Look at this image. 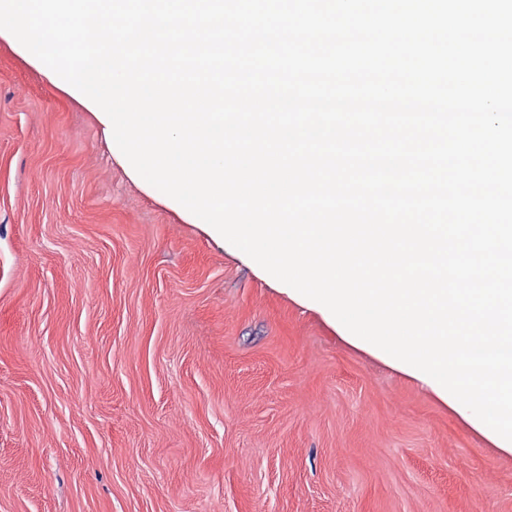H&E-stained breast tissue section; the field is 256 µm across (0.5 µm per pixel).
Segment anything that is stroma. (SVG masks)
I'll return each mask as SVG.
<instances>
[{
	"label": "stroma",
	"instance_id": "1",
	"mask_svg": "<svg viewBox=\"0 0 512 512\" xmlns=\"http://www.w3.org/2000/svg\"><path fill=\"white\" fill-rule=\"evenodd\" d=\"M0 512H512V454L135 182L0 36Z\"/></svg>",
	"mask_w": 512,
	"mask_h": 512
}]
</instances>
